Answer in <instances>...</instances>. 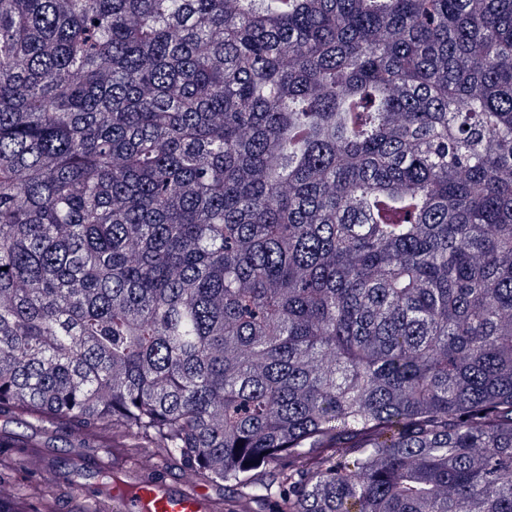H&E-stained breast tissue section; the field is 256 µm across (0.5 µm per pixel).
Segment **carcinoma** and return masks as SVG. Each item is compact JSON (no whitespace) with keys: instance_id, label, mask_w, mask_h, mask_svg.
I'll return each instance as SVG.
<instances>
[{"instance_id":"carcinoma-1","label":"carcinoma","mask_w":512,"mask_h":512,"mask_svg":"<svg viewBox=\"0 0 512 512\" xmlns=\"http://www.w3.org/2000/svg\"><path fill=\"white\" fill-rule=\"evenodd\" d=\"M17 412L271 512H512V0H0Z\"/></svg>"}]
</instances>
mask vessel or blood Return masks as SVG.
Segmentation results:
<instances>
[{"instance_id": "vessel-or-blood-1", "label": "vessel or blood", "mask_w": 512, "mask_h": 512, "mask_svg": "<svg viewBox=\"0 0 512 512\" xmlns=\"http://www.w3.org/2000/svg\"><path fill=\"white\" fill-rule=\"evenodd\" d=\"M88 503L92 512H103L108 505L114 512H217L219 508L200 485L187 481L175 487L158 475L113 489L111 504L97 496L90 497Z\"/></svg>"}]
</instances>
